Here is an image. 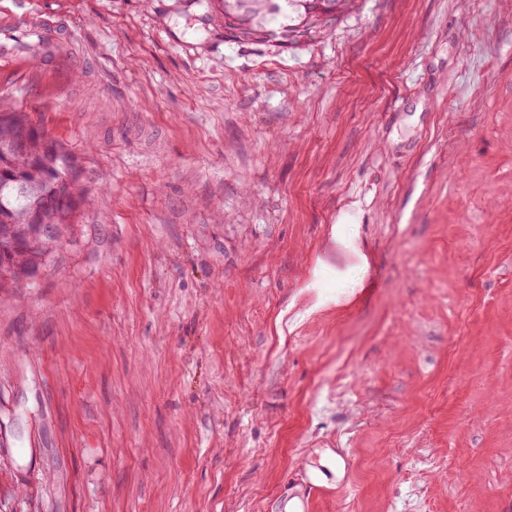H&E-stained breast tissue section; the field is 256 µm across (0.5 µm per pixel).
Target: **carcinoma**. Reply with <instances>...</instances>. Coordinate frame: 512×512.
Here are the masks:
<instances>
[{"label": "carcinoma", "instance_id": "1", "mask_svg": "<svg viewBox=\"0 0 512 512\" xmlns=\"http://www.w3.org/2000/svg\"><path fill=\"white\" fill-rule=\"evenodd\" d=\"M313 0H205V7L224 20V31L232 37L286 49L293 42L271 39L274 30H303L305 35L322 31L310 27ZM325 13L335 16L349 11L355 0H319ZM18 140L16 148L0 149V225L22 224L25 201L17 197L6 179L19 176L33 184L48 201L42 220L46 224H68L79 201L85 198L77 184L71 157L36 129L26 112L0 110V142Z\"/></svg>", "mask_w": 512, "mask_h": 512}]
</instances>
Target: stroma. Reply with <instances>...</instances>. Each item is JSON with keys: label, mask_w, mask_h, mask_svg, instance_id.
<instances>
[{"label": "stroma", "mask_w": 512, "mask_h": 512, "mask_svg": "<svg viewBox=\"0 0 512 512\" xmlns=\"http://www.w3.org/2000/svg\"><path fill=\"white\" fill-rule=\"evenodd\" d=\"M7 20L47 46L0 109L86 199L0 301V512H279L330 466L313 512H512V0L287 51L196 0Z\"/></svg>", "instance_id": "1"}]
</instances>
